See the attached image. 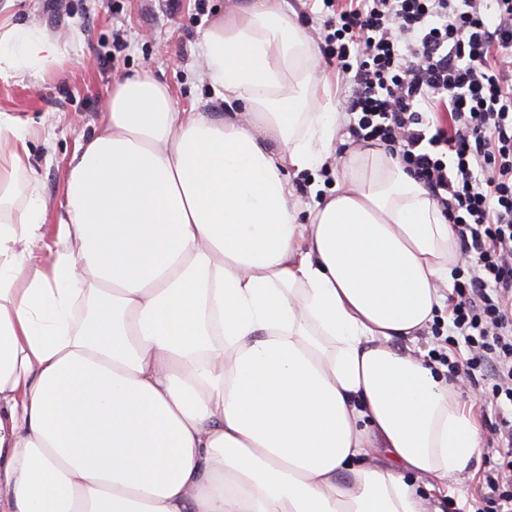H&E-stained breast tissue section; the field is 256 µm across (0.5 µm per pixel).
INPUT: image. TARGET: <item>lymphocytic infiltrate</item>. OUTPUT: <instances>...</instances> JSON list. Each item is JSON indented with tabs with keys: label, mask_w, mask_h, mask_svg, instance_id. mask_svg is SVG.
Returning <instances> with one entry per match:
<instances>
[{
	"label": "lymphocytic infiltrate",
	"mask_w": 512,
	"mask_h": 512,
	"mask_svg": "<svg viewBox=\"0 0 512 512\" xmlns=\"http://www.w3.org/2000/svg\"><path fill=\"white\" fill-rule=\"evenodd\" d=\"M323 42L350 87L352 140L388 149L455 228L448 312L469 355L448 377L483 385L496 414L484 512H512V0H350Z\"/></svg>",
	"instance_id": "lymphocytic-infiltrate-1"
}]
</instances>
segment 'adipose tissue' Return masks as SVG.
I'll list each match as a JSON object with an SVG mask.
<instances>
[{"label": "adipose tissue", "instance_id": "adipose-tissue-1", "mask_svg": "<svg viewBox=\"0 0 512 512\" xmlns=\"http://www.w3.org/2000/svg\"><path fill=\"white\" fill-rule=\"evenodd\" d=\"M195 75L235 112L114 81L68 166L55 234L31 133L0 113V512H439L484 435L413 356L462 259L441 206L356 144L287 0H245ZM66 50L0 23V76ZM425 487H418V480Z\"/></svg>", "mask_w": 512, "mask_h": 512}]
</instances>
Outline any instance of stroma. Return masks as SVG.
Returning <instances> with one entry per match:
<instances>
[{
    "instance_id": "1",
    "label": "stroma",
    "mask_w": 512,
    "mask_h": 512,
    "mask_svg": "<svg viewBox=\"0 0 512 512\" xmlns=\"http://www.w3.org/2000/svg\"><path fill=\"white\" fill-rule=\"evenodd\" d=\"M238 0H180L176 12L162 0H69L57 14L47 0H0V18L35 22L67 43V60L40 78H0V113L44 128L31 142L34 175L46 205L47 223H55L65 200V177L76 147L91 134L112 91L124 74L147 71L167 84L178 108L227 112V104L194 77L201 34L217 14ZM124 32L125 46L112 50V32ZM482 471L451 483L442 498L443 512H476L482 505Z\"/></svg>"
}]
</instances>
